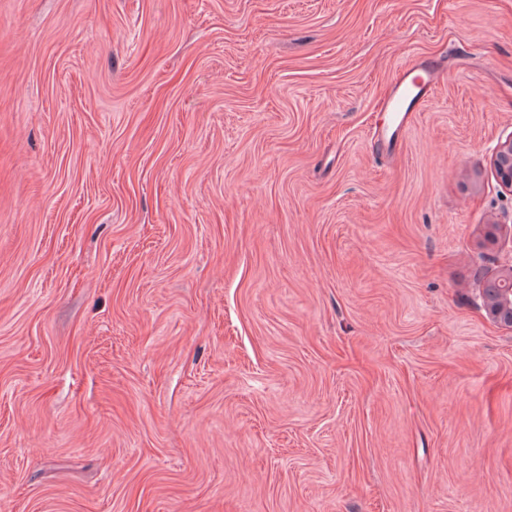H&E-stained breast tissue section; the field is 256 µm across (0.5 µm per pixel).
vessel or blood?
Returning <instances> with one entry per match:
<instances>
[{"instance_id": "obj_1", "label": "vessel or blood", "mask_w": 512, "mask_h": 512, "mask_svg": "<svg viewBox=\"0 0 512 512\" xmlns=\"http://www.w3.org/2000/svg\"><path fill=\"white\" fill-rule=\"evenodd\" d=\"M439 80V69L428 60L402 68L390 82L378 107L380 111L398 114L400 124H407L412 118L414 106L428 101Z\"/></svg>"}]
</instances>
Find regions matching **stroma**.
I'll return each mask as SVG.
<instances>
[{
	"mask_svg": "<svg viewBox=\"0 0 512 512\" xmlns=\"http://www.w3.org/2000/svg\"><path fill=\"white\" fill-rule=\"evenodd\" d=\"M511 136L512 0H0V512H512ZM440 70L429 60H421L399 70L378 102L379 111L393 112L402 128L412 119L417 103L424 105L437 88ZM397 112V113H396ZM398 113H403L399 115ZM493 168L499 182L512 189V136L499 144L493 156Z\"/></svg>",
	"mask_w": 512,
	"mask_h": 512,
	"instance_id": "1",
	"label": "stroma"
}]
</instances>
